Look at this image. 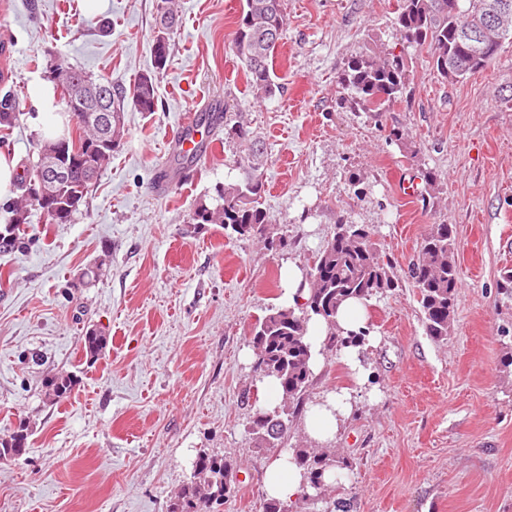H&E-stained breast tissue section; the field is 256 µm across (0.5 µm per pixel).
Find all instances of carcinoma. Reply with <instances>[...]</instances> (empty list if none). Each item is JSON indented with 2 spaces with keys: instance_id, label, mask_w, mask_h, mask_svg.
<instances>
[{
  "instance_id": "1",
  "label": "carcinoma",
  "mask_w": 512,
  "mask_h": 512,
  "mask_svg": "<svg viewBox=\"0 0 512 512\" xmlns=\"http://www.w3.org/2000/svg\"><path fill=\"white\" fill-rule=\"evenodd\" d=\"M493 12L495 38L484 42L480 27L484 14ZM177 25L173 0H158L154 70L142 74L135 84L132 103L142 112L156 108L157 74L163 71L170 55V31ZM287 17L282 0H244L232 51L246 69L255 98H270L279 90L270 68L274 51L286 32ZM395 31L400 41L425 49L431 56L433 69L441 78L460 81L487 67L500 53L505 41L512 39V0H396ZM50 74L61 89L68 112L78 117V140L68 136L45 140L39 154L65 150L72 158L68 177L59 187H52L67 205L82 204L97 181V176L111 163L112 150L95 153L88 158V140L96 134L84 106V91L92 86L104 94L112 111L111 134L121 140L124 130V90L111 82L94 79L87 73L59 61ZM339 107L351 112H365L373 117L387 111L406 89L403 58L392 50L359 52L347 62L338 77ZM17 102L6 95L0 98V128L8 130L17 119ZM228 138L244 147L240 162L241 176L234 182L215 188V196L196 201L190 217L194 224H217L240 237H249L257 226L271 223L269 213L261 207L264 184L259 169L262 165L259 140L248 126L239 123L224 129ZM41 177L36 164L24 179L22 198L7 206L11 213L0 224V253L12 251L21 244L27 223L28 207L36 205L29 186ZM456 231L451 224H434L423 238L418 256L408 266L407 278L418 290L422 322L426 333L436 339L448 337L459 284L455 261ZM307 275L311 292L301 307L269 309L252 334V342L264 352V377L274 378L282 393L279 420L267 422L282 446L288 433L290 406L305 399L311 385V353L305 341L309 316L333 322L339 304L350 298L368 300L398 287L399 276L389 261L381 258L373 240L372 229L344 218L336 222V230L313 257ZM106 337L96 329L84 336L83 348L90 357L103 349ZM75 385V378L56 374L45 380L48 395L55 402L66 398ZM266 428V429H268ZM266 429L252 431L258 447H267ZM28 426L19 422L11 432L0 436V460L16 459L26 454L27 447H15L27 441ZM292 460L304 471L309 488H324V478L341 475L349 462L326 449L294 448ZM235 466L226 457L205 451L198 453L193 473L175 494L168 512H214L224 504L226 487H235Z\"/></svg>"
}]
</instances>
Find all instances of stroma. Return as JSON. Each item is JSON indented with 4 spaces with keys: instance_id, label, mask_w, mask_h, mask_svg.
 <instances>
[{
    "instance_id": "35a3bbf8",
    "label": "stroma",
    "mask_w": 512,
    "mask_h": 512,
    "mask_svg": "<svg viewBox=\"0 0 512 512\" xmlns=\"http://www.w3.org/2000/svg\"><path fill=\"white\" fill-rule=\"evenodd\" d=\"M0 0V97L21 116L0 131L17 170L38 160L33 85L62 60L132 92L152 71L157 0ZM242 0H176L179 26L157 80L155 112L125 106V135L71 223L30 210L23 244L0 255V435L29 427L21 458L0 461V512H167L199 451L238 465L224 512H263L265 467L249 430L262 403L252 329L280 306L282 269L310 267L338 219L366 224L383 257L406 269L431 225L456 229L460 282L448 337L422 326L415 288L365 305L375 343L357 386L334 349L308 401L341 388L355 405L332 449L347 478L292 512H512V42L459 83L434 74L429 54L400 45L395 0H285L288 26L273 68L281 85L256 99L230 49ZM109 32H102L101 23ZM386 47L406 59L408 93L371 118L337 104L351 56ZM229 102L261 137L262 206L271 221L240 238L193 224L199 197L236 179L241 153L210 125L207 106ZM216 150L189 171L167 149L181 121ZM407 134L403 152L389 133ZM430 169L429 197L401 195L400 178ZM173 180L156 192L159 172ZM286 248L268 250L267 239ZM99 265L96 281L76 287ZM107 344L81 348L87 329ZM75 376L63 401L45 380Z\"/></svg>"
}]
</instances>
